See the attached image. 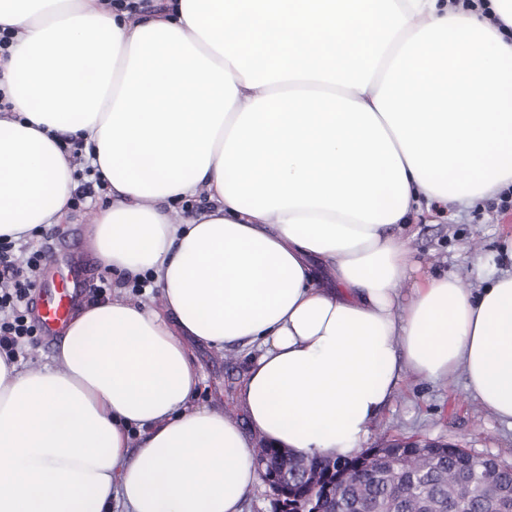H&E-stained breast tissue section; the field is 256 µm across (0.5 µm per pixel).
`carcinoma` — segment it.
<instances>
[{
  "mask_svg": "<svg viewBox=\"0 0 512 512\" xmlns=\"http://www.w3.org/2000/svg\"><path fill=\"white\" fill-rule=\"evenodd\" d=\"M260 478L270 472L288 482L307 501L308 512H512V466L497 462L496 497L479 492L483 468L473 453L453 445L436 449L431 456L398 453L388 446L369 458L305 457L270 445L255 450ZM336 479L343 491L337 499L318 487Z\"/></svg>",
  "mask_w": 512,
  "mask_h": 512,
  "instance_id": "1",
  "label": "carcinoma"
}]
</instances>
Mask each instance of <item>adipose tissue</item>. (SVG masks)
Masks as SVG:
<instances>
[{"label": "adipose tissue", "mask_w": 512, "mask_h": 512, "mask_svg": "<svg viewBox=\"0 0 512 512\" xmlns=\"http://www.w3.org/2000/svg\"><path fill=\"white\" fill-rule=\"evenodd\" d=\"M5 27L0 236L65 220L82 139L90 249L163 307L79 311L52 368L0 355V512H242L256 440L356 456L409 375L512 428V272L418 276L393 232L512 186V0H0ZM188 337L252 350L246 425L196 404Z\"/></svg>", "instance_id": "adipose-tissue-1"}]
</instances>
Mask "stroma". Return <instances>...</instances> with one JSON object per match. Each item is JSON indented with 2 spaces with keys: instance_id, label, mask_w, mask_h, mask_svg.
I'll return each mask as SVG.
<instances>
[{
  "instance_id": "1",
  "label": "stroma",
  "mask_w": 512,
  "mask_h": 512,
  "mask_svg": "<svg viewBox=\"0 0 512 512\" xmlns=\"http://www.w3.org/2000/svg\"><path fill=\"white\" fill-rule=\"evenodd\" d=\"M95 210L88 203L70 211L63 223L45 226L34 245L59 259L80 254L92 276L104 275L87 245ZM405 235L421 271L455 276L472 290L512 269V210L501 211L495 196L468 208L414 214ZM187 347L201 376L198 404L242 419L235 396L248 365L244 351L194 341ZM398 437L441 440L512 464V428L471 397L459 377L433 383L407 376L375 418L366 445L376 448Z\"/></svg>"
}]
</instances>
